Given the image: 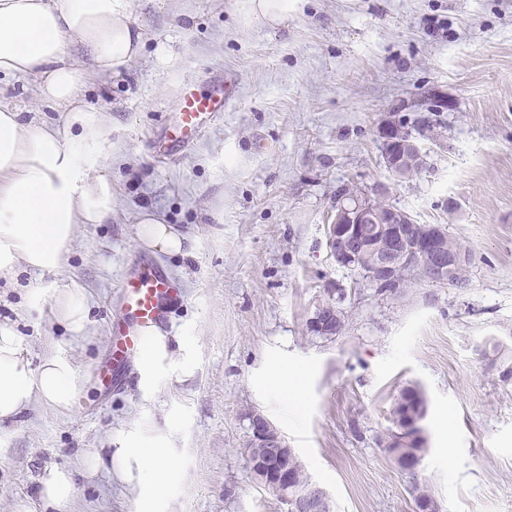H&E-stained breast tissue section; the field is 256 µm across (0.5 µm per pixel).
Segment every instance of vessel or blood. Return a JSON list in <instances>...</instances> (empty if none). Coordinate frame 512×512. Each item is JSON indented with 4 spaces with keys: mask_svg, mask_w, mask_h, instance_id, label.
<instances>
[{
    "mask_svg": "<svg viewBox=\"0 0 512 512\" xmlns=\"http://www.w3.org/2000/svg\"><path fill=\"white\" fill-rule=\"evenodd\" d=\"M223 110V90L203 96L196 94L190 85H183L178 97V133L156 142V151L168 156L200 139ZM120 293L121 312L114 327L116 341L109 351L107 365L93 371L97 382L107 392L116 384L114 366L125 365L140 354L145 331L164 327L172 309L182 300L179 283L143 253L124 269Z\"/></svg>",
    "mask_w": 512,
    "mask_h": 512,
    "instance_id": "vessel-or-blood-1",
    "label": "vessel or blood"
}]
</instances>
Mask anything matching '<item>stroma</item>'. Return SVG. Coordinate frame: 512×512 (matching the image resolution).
I'll return each mask as SVG.
<instances>
[{
  "label": "stroma",
  "mask_w": 512,
  "mask_h": 512,
  "mask_svg": "<svg viewBox=\"0 0 512 512\" xmlns=\"http://www.w3.org/2000/svg\"><path fill=\"white\" fill-rule=\"evenodd\" d=\"M132 4L140 56L118 79L87 73L83 87L103 123L95 156L112 176V215L77 226L57 271L0 277V322L23 337L31 367L62 355L83 378L71 410L37 399L0 427V512H41L51 464L73 471L59 512H286L242 452L252 410L334 512H414L411 480L380 444L410 384L427 398L419 479L440 512H512V381L480 353L491 338L512 347V0H295L273 28L249 22L242 0ZM228 78L222 116L174 160L159 157L152 142L181 85L209 94ZM433 93L449 108L437 137L419 140L427 169L397 180L378 126ZM379 183L390 204L470 249L465 287L421 282L399 303L336 264L337 191ZM149 210L188 237L186 256L153 255L185 291L171 330L185 344L152 394L134 384L107 399L92 370ZM75 283L89 298L79 336L55 313ZM340 288L349 326L327 338L309 321ZM281 367L302 374L298 409L266 382ZM153 427L177 466L153 509L119 477L80 468L109 439Z\"/></svg>",
  "instance_id": "obj_1"
}]
</instances>
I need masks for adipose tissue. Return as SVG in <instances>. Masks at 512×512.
<instances>
[{
  "instance_id": "obj_1",
  "label": "adipose tissue",
  "mask_w": 512,
  "mask_h": 512,
  "mask_svg": "<svg viewBox=\"0 0 512 512\" xmlns=\"http://www.w3.org/2000/svg\"><path fill=\"white\" fill-rule=\"evenodd\" d=\"M74 45L100 77L121 75L144 47L131 0H0V75L32 78L38 97L68 114L61 131L0 103V274L19 267L54 272L77 225L103 223L112 213V179L87 161L103 130L80 99L86 75L70 58ZM141 224L146 247L185 253L184 236L159 216L144 214ZM173 351L170 336L149 331L138 362L140 388L153 387ZM80 388L65 358L31 369L21 337L0 324V425L16 420L35 398L71 408ZM82 462L91 477L108 465L145 500L169 491L175 472L158 429L130 433L108 457L94 452Z\"/></svg>"
}]
</instances>
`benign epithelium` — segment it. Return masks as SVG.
I'll return each instance as SVG.
<instances>
[{"label": "benign epithelium", "mask_w": 512, "mask_h": 512, "mask_svg": "<svg viewBox=\"0 0 512 512\" xmlns=\"http://www.w3.org/2000/svg\"><path fill=\"white\" fill-rule=\"evenodd\" d=\"M379 135L384 162L390 172L422 163L424 154L417 140L402 137L394 123L382 124ZM409 223V215L399 209L378 210L373 204L360 200L339 204L331 214V224L328 225L331 255L339 266L351 269L354 259L351 240L357 235L358 225L373 224L374 232L378 235L400 239ZM442 236L441 226H431L429 236L415 246H405L400 250L392 248L388 253L379 255L373 268L361 273L362 279L373 285L403 267L420 272L433 283L447 280L448 273L455 272L470 261V253L466 249L448 252L442 245ZM332 316L333 310L319 306L311 318L312 329L329 333ZM250 429V447L244 449V453L251 456L252 473L259 483L276 491L283 499L290 500L295 512H328L329 497L320 486H310L293 498H288V458L269 453L273 448L284 447L277 427L263 414L255 412Z\"/></svg>", "instance_id": "7a95c632"}]
</instances>
